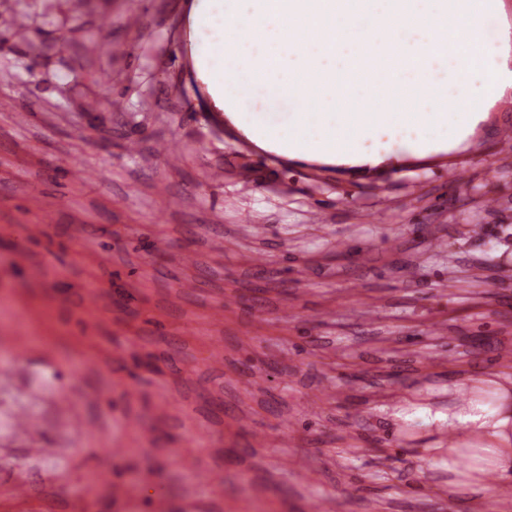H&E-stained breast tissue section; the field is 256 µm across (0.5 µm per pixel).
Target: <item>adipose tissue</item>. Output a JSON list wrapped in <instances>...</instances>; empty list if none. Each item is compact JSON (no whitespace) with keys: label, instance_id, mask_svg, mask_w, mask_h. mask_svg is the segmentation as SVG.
Returning a JSON list of instances; mask_svg holds the SVG:
<instances>
[{"label":"adipose tissue","instance_id":"ef3b65f1","mask_svg":"<svg viewBox=\"0 0 512 512\" xmlns=\"http://www.w3.org/2000/svg\"><path fill=\"white\" fill-rule=\"evenodd\" d=\"M448 428L471 438L464 448L448 450V471L459 474V486L487 496L491 493L490 475L512 477V407L491 409L471 400L449 409ZM464 453L469 455L471 464L462 472L457 459Z\"/></svg>","mask_w":512,"mask_h":512}]
</instances>
